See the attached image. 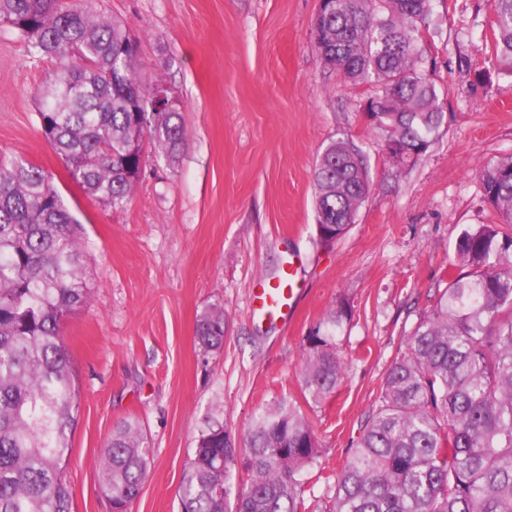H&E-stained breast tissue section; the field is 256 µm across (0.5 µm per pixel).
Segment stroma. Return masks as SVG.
<instances>
[{
	"instance_id": "1",
	"label": "stroma",
	"mask_w": 512,
	"mask_h": 512,
	"mask_svg": "<svg viewBox=\"0 0 512 512\" xmlns=\"http://www.w3.org/2000/svg\"><path fill=\"white\" fill-rule=\"evenodd\" d=\"M320 0H104L139 47L147 76L179 95L176 161L147 148L130 202L109 209L69 180L36 120L53 66L0 25V153L54 174L84 226L89 305L63 324L79 389L64 478L73 512H112L100 490L113 429L137 420L152 454L131 512H181V473L201 431L223 422L243 442L274 400L301 399L304 339L339 307L345 374L305 406L319 453L301 477L307 512H331L333 478L377 404L384 374L447 285L460 230L493 221L477 170L512 157V71L489 41L493 0H431L423 57L443 123L426 154L396 167L365 121L369 85L325 66L312 22ZM348 136L372 187L348 232L320 243L313 171ZM295 258L302 296L289 323L254 317L261 277ZM224 308V347L203 353L198 316Z\"/></svg>"
}]
</instances>
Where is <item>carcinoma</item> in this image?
<instances>
[{
	"label": "carcinoma",
	"instance_id": "carcinoma-1",
	"mask_svg": "<svg viewBox=\"0 0 512 512\" xmlns=\"http://www.w3.org/2000/svg\"><path fill=\"white\" fill-rule=\"evenodd\" d=\"M429 0H326L313 27L322 62L371 85V126L415 155L443 122L435 84L421 68ZM492 45L512 66V0H494ZM0 23L29 52L55 63L37 123L70 179L108 208L128 204L145 144L175 159L182 112L152 107L137 43L98 0H0ZM495 221L463 229L448 284L387 369L378 406L335 484V512H512V157L478 170ZM371 185L366 153L332 140L314 168L319 239L355 223ZM82 224L52 174L21 157L0 159V512H72L63 467L79 409L61 335L64 317L89 304ZM339 308L306 337L302 382L315 403L336 393L344 364ZM203 352L224 342V309L198 319ZM314 429L295 401L259 413L236 447L216 422L181 473L182 512H306L301 476L318 456ZM151 448L138 423L117 427L103 452L101 491L130 512ZM250 479L234 491L232 465Z\"/></svg>",
	"mask_w": 512,
	"mask_h": 512
}]
</instances>
